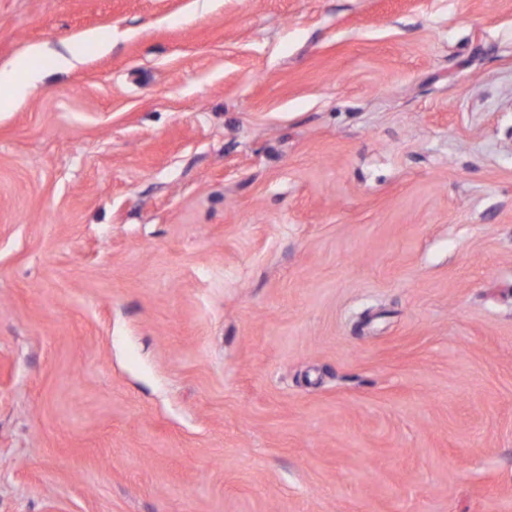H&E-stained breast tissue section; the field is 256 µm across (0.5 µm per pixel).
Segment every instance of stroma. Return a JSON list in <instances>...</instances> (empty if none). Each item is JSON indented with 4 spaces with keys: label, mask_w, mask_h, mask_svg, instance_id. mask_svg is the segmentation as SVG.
<instances>
[{
    "label": "stroma",
    "mask_w": 512,
    "mask_h": 512,
    "mask_svg": "<svg viewBox=\"0 0 512 512\" xmlns=\"http://www.w3.org/2000/svg\"><path fill=\"white\" fill-rule=\"evenodd\" d=\"M37 44L0 512H512V0H0Z\"/></svg>",
    "instance_id": "1"
}]
</instances>
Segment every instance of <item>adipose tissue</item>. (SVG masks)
<instances>
[{"instance_id": "obj_1", "label": "adipose tissue", "mask_w": 512, "mask_h": 512, "mask_svg": "<svg viewBox=\"0 0 512 512\" xmlns=\"http://www.w3.org/2000/svg\"><path fill=\"white\" fill-rule=\"evenodd\" d=\"M75 59L74 52H58L47 47H35L13 62L0 66V112L11 111L24 96L36 88L41 79V62L50 68L69 69Z\"/></svg>"}]
</instances>
